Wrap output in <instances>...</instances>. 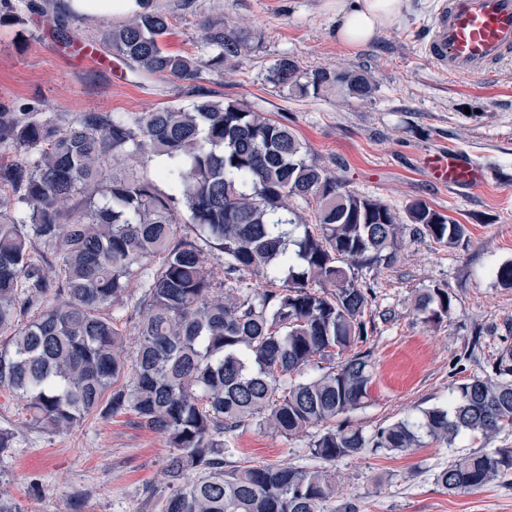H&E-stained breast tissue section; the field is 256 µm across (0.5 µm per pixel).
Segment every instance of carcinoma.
I'll list each match as a JSON object with an SVG mask.
<instances>
[{
	"label": "carcinoma",
	"mask_w": 512,
	"mask_h": 512,
	"mask_svg": "<svg viewBox=\"0 0 512 512\" xmlns=\"http://www.w3.org/2000/svg\"><path fill=\"white\" fill-rule=\"evenodd\" d=\"M137 4L102 45L141 79L182 82L189 105L82 112L65 128L45 112L0 110V152L38 153L32 164L0 162V332L36 308L0 349V387L53 429L130 411L162 435L167 492L155 512H359L325 466L225 469L235 432L249 424L288 436L323 428L309 451L326 464L512 429L511 345L453 388L449 406L370 433L353 424L373 382L372 352L361 349L375 331L365 318L372 289L360 272L392 266L407 235L456 248L467 227L421 200L400 216L308 160L287 124L244 101L211 99L202 70H233L254 49L250 31L208 20L200 54L173 52L164 45L172 17ZM22 6L48 15L0 0V18ZM265 80L300 97L365 102L376 90L363 70L303 69L287 55ZM109 155L160 159L169 191L109 175ZM296 199L316 203L313 222ZM179 224L192 235L177 236ZM37 242L55 248L57 264L31 261ZM204 243L223 254V278L205 268ZM137 269L141 315L128 358L112 307ZM452 309L438 284L414 304L429 324ZM510 476L512 448H484L448 460L436 481L455 494Z\"/></svg>",
	"instance_id": "carcinoma-1"
}]
</instances>
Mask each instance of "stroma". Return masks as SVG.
Listing matches in <instances>:
<instances>
[{"label":"stroma","instance_id":"35a3bbf8","mask_svg":"<svg viewBox=\"0 0 512 512\" xmlns=\"http://www.w3.org/2000/svg\"><path fill=\"white\" fill-rule=\"evenodd\" d=\"M432 2L407 0L400 19L351 48L336 39V0H153L173 16L172 50L196 53L206 19L254 34L253 52L234 70L203 71L201 83L213 99H240L285 122L310 158L356 192L398 211L420 200L468 228L457 248L409 239L390 268L362 273L375 292L376 331L367 341L374 381L370 406L353 418L368 431L448 405L452 387L482 374L489 354L512 344V289L494 275L512 260V61L491 79L438 73L422 47ZM53 27L28 11L0 22V106L15 112L33 106L68 122L81 112L134 115L187 104L177 80L137 82L118 60L85 64L56 41ZM285 54L305 69H367L377 89L364 103L334 93L290 95L264 80L266 68ZM448 150L485 166L486 184L457 190L428 181L424 157ZM435 284L448 288L454 305L431 328L413 304ZM475 340L480 350L465 358ZM0 428L16 437L15 447L0 453V494L18 512H151L164 490L166 441L133 413L91 415L58 432L35 424L25 402L0 388ZM310 439L247 425L236 431L226 465L312 467ZM487 444L512 448V429L489 443L464 434L450 448L365 451L337 462L339 486L360 512H512V485L451 494L436 481L451 456Z\"/></svg>","mask_w":512,"mask_h":512}]
</instances>
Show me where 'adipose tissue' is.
<instances>
[{"mask_svg":"<svg viewBox=\"0 0 512 512\" xmlns=\"http://www.w3.org/2000/svg\"><path fill=\"white\" fill-rule=\"evenodd\" d=\"M405 0H360L352 11L336 9V38L356 48L371 42L380 28L396 21L403 13Z\"/></svg>","mask_w":512,"mask_h":512,"instance_id":"1","label":"adipose tissue"}]
</instances>
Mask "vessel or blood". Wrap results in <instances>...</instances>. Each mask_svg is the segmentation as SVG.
Masks as SVG:
<instances>
[{
    "label": "vessel or blood",
    "mask_w": 512,
    "mask_h": 512,
    "mask_svg": "<svg viewBox=\"0 0 512 512\" xmlns=\"http://www.w3.org/2000/svg\"><path fill=\"white\" fill-rule=\"evenodd\" d=\"M426 56L443 72L493 77L512 60V0H438L425 26ZM428 179L451 188L483 187L485 171L456 151L426 157Z\"/></svg>",
    "instance_id": "vessel-or-blood-1"
}]
</instances>
